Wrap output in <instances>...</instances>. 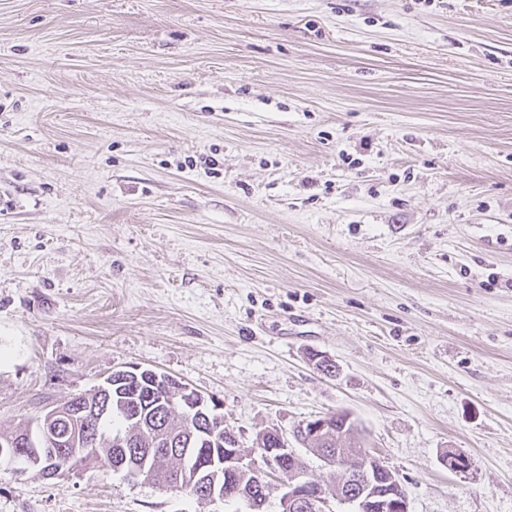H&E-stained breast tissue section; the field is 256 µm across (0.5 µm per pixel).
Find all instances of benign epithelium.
<instances>
[{"label":"benign epithelium","mask_w":512,"mask_h":512,"mask_svg":"<svg viewBox=\"0 0 512 512\" xmlns=\"http://www.w3.org/2000/svg\"><path fill=\"white\" fill-rule=\"evenodd\" d=\"M159 379V374L151 369L137 365L122 366L112 370L101 384L97 386L98 398L95 404H90L78 395L66 402L45 411L39 420V439L33 441L27 435L23 440H8L7 447L17 449V453L26 457V464L31 468H41L48 464L45 453L39 447L47 443L54 448H76L80 444H88L91 438L79 434V425L100 412H107L111 407L112 384L116 379L146 380ZM176 398L185 405L189 416L211 423L209 415L211 399L190 386L177 382ZM71 421L74 430L60 433V421ZM333 420L329 416H317L300 422L299 429L307 439L320 444L326 441L332 430ZM277 436L273 446L265 447L259 455H245L239 448V441L234 432H228V444L224 445V470H231L240 476L235 489L224 493V499L249 498L255 492V481L263 476L270 478L272 474H283L288 477L286 491L280 498V512H334L331 502L349 504L353 512H408L407 498L391 492L379 493L376 480L379 473L387 466L379 459L367 456L356 469V475L364 477L366 488L349 499L343 495L341 487H336V493L331 495L315 481L308 478L307 473L296 467L288 468L286 464L296 457L294 449L290 448L288 438L282 431L275 432ZM448 469L454 473L465 475L472 469L471 459L464 453L458 452L446 458Z\"/></svg>","instance_id":"7a95c632"}]
</instances>
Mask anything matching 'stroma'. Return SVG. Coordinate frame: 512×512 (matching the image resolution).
<instances>
[{
	"label": "stroma",
	"mask_w": 512,
	"mask_h": 512,
	"mask_svg": "<svg viewBox=\"0 0 512 512\" xmlns=\"http://www.w3.org/2000/svg\"><path fill=\"white\" fill-rule=\"evenodd\" d=\"M129 364L512 512V0H0V430ZM232 510L0 467V512ZM334 421L330 416H315L300 422L299 429L308 441L320 444L326 441L332 430Z\"/></svg>",
	"instance_id": "stroma-1"
}]
</instances>
